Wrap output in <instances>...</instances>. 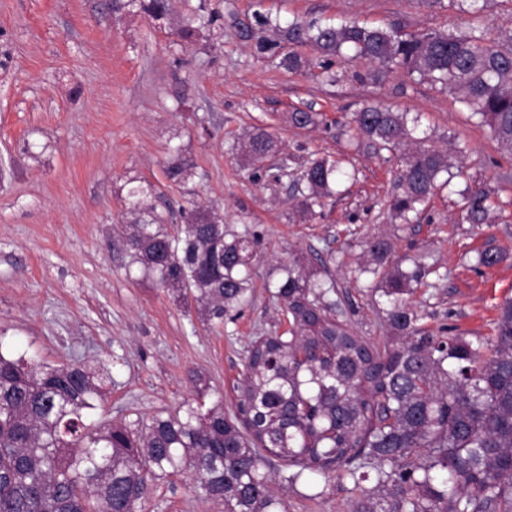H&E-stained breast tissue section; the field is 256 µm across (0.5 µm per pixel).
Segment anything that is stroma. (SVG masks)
Wrapping results in <instances>:
<instances>
[{
	"instance_id": "obj_1",
	"label": "stroma",
	"mask_w": 512,
	"mask_h": 512,
	"mask_svg": "<svg viewBox=\"0 0 512 512\" xmlns=\"http://www.w3.org/2000/svg\"><path fill=\"white\" fill-rule=\"evenodd\" d=\"M259 12L284 24L354 18L410 33L468 22L455 0H169L159 20L107 0H0V352L52 365L103 362L112 375L103 419L176 408L194 398L197 374L208 401L234 410L249 343L280 327L273 268L297 254L327 267L338 318L378 344L388 332L382 277L365 270L372 236L387 239L403 267L422 259L427 272L413 300L431 331L489 338L500 303L512 297V156L488 127L414 75L362 83L353 74L365 64L339 60L331 84L308 46L298 52L311 73L288 71L283 49H258L273 36L257 25ZM188 17L198 31L186 42L176 28ZM365 103L417 116L438 148L466 149L461 176L411 223H391L381 207L398 190L402 155L359 143L352 114ZM298 109L322 113L324 124L289 126ZM255 126L279 141L288 171L280 180L254 170L236 147ZM313 153L342 160L350 177L304 220L292 183ZM176 155L192 165L182 184L163 172ZM473 181L493 193L491 223L462 218L458 191ZM147 183L166 228L200 207L261 235L252 301L223 327L211 328L193 299L156 287L132 265L128 191ZM491 246L504 259L477 265ZM359 495L334 476L283 488L288 512H349ZM139 512L224 507L183 475L154 487Z\"/></svg>"
}]
</instances>
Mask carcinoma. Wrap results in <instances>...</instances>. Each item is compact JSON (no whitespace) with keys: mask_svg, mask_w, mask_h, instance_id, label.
<instances>
[{"mask_svg":"<svg viewBox=\"0 0 512 512\" xmlns=\"http://www.w3.org/2000/svg\"><path fill=\"white\" fill-rule=\"evenodd\" d=\"M154 17L167 0H127ZM470 22L462 30L406 33L395 25L356 20L294 22L286 30L265 14L258 25L282 40L313 45L330 74L331 59L367 64L353 77L377 83L404 72L448 91L480 117L512 154V33L494 38L480 24L488 0H462ZM319 112L297 110L288 122L315 127ZM356 131L370 145L404 155L399 192L385 201L392 218L411 221L452 167L446 151L417 137L407 112L365 104ZM256 170L280 151L262 127L242 144ZM166 177L183 184L190 166L173 158ZM342 171L314 156L296 183L294 208L303 217L334 194ZM135 221L124 225L132 263L160 288L192 295L207 324L249 304L250 269L262 245L256 233L226 231L209 210L195 209L170 231L157 223L152 185L129 191ZM470 224H486L491 191L481 183L461 191ZM390 244L367 242L370 262L387 263ZM503 250L488 247L478 264L497 265ZM273 299L288 329L254 338L237 386V412L221 400L193 399L149 419L96 418L112 385L96 359L45 365L0 351V512H136L151 487L189 474L206 500L224 512H286L272 468L289 483L334 474L363 490L353 512H512V298L498 308L486 342L437 335L419 325L409 300L422 266L387 273L390 339L379 346L336 319L333 289L295 257L278 266Z\"/></svg>","mask_w":512,"mask_h":512,"instance_id":"obj_1","label":"carcinoma"}]
</instances>
